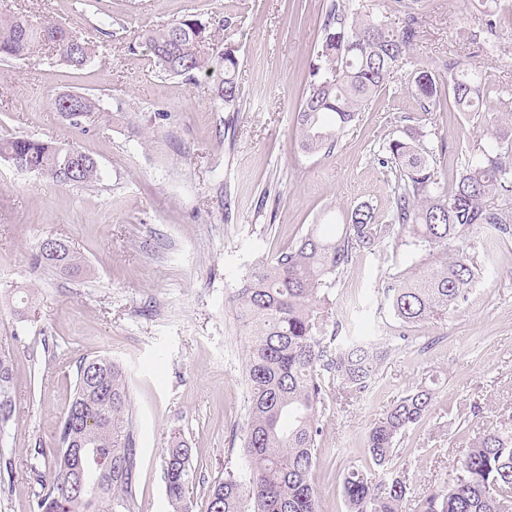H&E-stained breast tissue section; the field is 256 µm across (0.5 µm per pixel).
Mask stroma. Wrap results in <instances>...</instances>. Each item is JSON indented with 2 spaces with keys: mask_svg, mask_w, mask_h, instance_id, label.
Masks as SVG:
<instances>
[{
  "mask_svg": "<svg viewBox=\"0 0 512 512\" xmlns=\"http://www.w3.org/2000/svg\"><path fill=\"white\" fill-rule=\"evenodd\" d=\"M332 0H0V14L47 16L85 33L96 56L74 70L46 56L0 61V138L30 136L91 154L100 178L58 186L0 161V353L13 363L15 413L0 431V461L12 459L0 512H33L39 490L25 463L53 447L76 366L103 354L128 373L138 454L139 512H173L163 456L186 442L197 472L188 495L202 503L226 468L247 465L244 362L247 331L230 297L253 262L295 241L311 225L330 234L360 205L390 210L393 176L385 142L415 112L399 71L329 152L308 154L295 113L308 64ZM414 64L446 74L467 60L512 93V0H416ZM192 11L210 47H235L242 97L217 106L207 79L172 78L150 64L145 30ZM96 97L103 117L89 131L68 125L55 97ZM426 145L441 181L461 159L512 134L496 122L444 107ZM62 238L85 261L80 275L40 264L42 240ZM465 246L478 277L457 311L418 325L393 344L370 390L329 406L312 481L319 512H346L340 475L365 460V436L394 399L435 389L432 413L397 445L393 463L410 477L405 512L446 485L477 437L512 427V240L490 231ZM410 263L391 244L356 252L329 301V325L374 335L400 331L384 299Z\"/></svg>",
  "mask_w": 512,
  "mask_h": 512,
  "instance_id": "35a3bbf8",
  "label": "stroma"
}]
</instances>
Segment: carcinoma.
<instances>
[{"mask_svg":"<svg viewBox=\"0 0 512 512\" xmlns=\"http://www.w3.org/2000/svg\"><path fill=\"white\" fill-rule=\"evenodd\" d=\"M414 13L394 30L355 0L332 4L309 63V91L296 113L301 149L315 154L336 144L359 121L391 75L407 60L417 31ZM208 26L195 14L146 32L144 46L159 72L189 80L200 74L213 81L215 99L236 107L239 60L227 49L209 53ZM45 50L66 66H88L95 46L82 32L50 19L0 18V59L26 60ZM406 90L421 115L403 117L401 134L388 139L381 161L394 175L390 223L376 222L374 210H351L348 223L332 236L311 228L288 248L257 261L234 295L237 320L250 336L245 361L247 428L244 455L248 470L225 469L209 489L203 512H318L310 480L315 467L319 416L331 403V381L350 395L362 394L376 379L390 348L385 342L352 341L331 347L324 301L358 249L384 241L398 250L414 246L428 252L406 277H393L384 296L400 323L413 327L455 310L474 282L473 257L453 243L487 229L512 235V146L483 149L460 165L448 185L441 184L425 146L426 122L448 96L458 112L493 113L503 91L483 80L467 61L448 64V83L416 68ZM61 117L88 129L101 118L94 97L62 93L54 99ZM0 159L17 170L60 185H88L99 179L93 156L66 143L33 137L0 139ZM42 261V256H37ZM44 262V261H42ZM81 255L64 250L44 265L66 272L83 266ZM12 364L0 356V423L13 408ZM434 389L420 386L394 400L370 428L366 455L371 466L350 462L342 478L347 512H403L409 476L391 468L399 440L431 413ZM131 400L123 367L106 355L82 358L73 393L49 457V473L39 479L34 512H135L137 450ZM85 444L87 492L70 488L74 463L70 443ZM190 449L174 439L164 458L166 493L174 512H194L187 497L194 481ZM512 508V431L492 429L469 448L448 484L420 500L418 512H508Z\"/></svg>","mask_w":512,"mask_h":512,"instance_id":"carcinoma-1","label":"carcinoma"}]
</instances>
